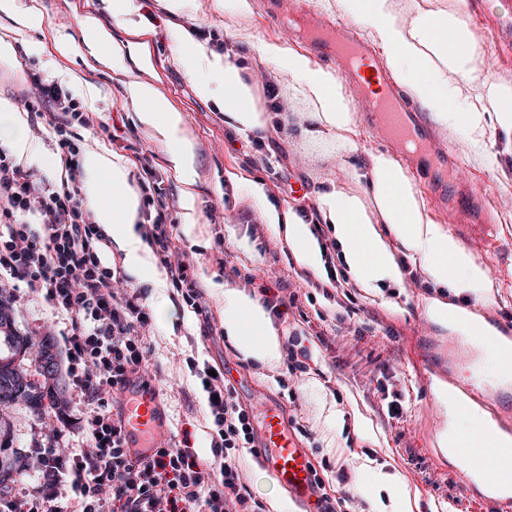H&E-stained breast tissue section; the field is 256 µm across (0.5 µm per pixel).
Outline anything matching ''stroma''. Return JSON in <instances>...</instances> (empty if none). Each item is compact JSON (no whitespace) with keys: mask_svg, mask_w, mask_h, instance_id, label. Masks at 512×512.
<instances>
[{"mask_svg":"<svg viewBox=\"0 0 512 512\" xmlns=\"http://www.w3.org/2000/svg\"><path fill=\"white\" fill-rule=\"evenodd\" d=\"M17 2L37 10L43 30L37 33L20 27L12 15L0 12V36H9L15 48L13 65L0 64V99L21 104L33 73L68 87L77 78L91 83L97 96L85 106L95 112L97 122L94 130L82 131L84 146L108 153L125 165L135 151H152L174 204L173 232L179 235L204 290L205 311L199 314L176 304L171 286L148 290L152 355L145 378L167 411L169 436L176 443H189L198 460L211 458L206 396L196 389L185 360L193 357L213 364L228 360L241 401H250L256 393L272 397L310 433L317 457L328 458L333 467L327 475L331 490L348 497L345 512H374L379 503L385 512H392L388 492L372 489L363 477L365 469L378 465L401 474L417 497L414 512H503V501L490 494L487 483L467 481L461 464L437 451L436 440L446 415L436 401V390L451 378L468 382L473 374L468 365L449 360L448 329L430 320L426 309L433 303L474 308L486 325L512 336V130L486 122L476 148L468 132L448 129L443 133L473 192L496 224L498 247L491 254L486 251V227L472 225L464 230L461 246L465 252L474 259L483 254L488 257L489 269L480 292L459 294L440 284L426 291L406 277L375 290L358 284L353 290L354 312L343 315L337 305L323 299L308 305L306 296L312 285L302 279V268L283 229L269 224L267 212L285 216L302 206L315 208L318 192L329 188L360 196L367 215L378 221L394 261L422 275L427 269L421 259L408 256L388 225L380 223L375 202L365 192L370 156L383 146L363 123H355L354 149L346 154L313 143L305 135L310 104L292 96L288 77L262 51L263 44L270 42L294 45L292 35L277 20L263 13L239 15L225 8L224 0H188L187 9L178 14L158 10L151 0H135L133 27L150 33L155 86L181 113L194 149L195 177L189 188L196 198L198 225L195 237L188 238L182 234L183 191L188 187L170 166L165 147L140 123L129 98L130 84L146 80V73L132 61L121 70L101 65L89 68L80 56L86 39L81 26L84 16L95 17L117 41L129 40L131 27L113 20L108 0ZM466 21L486 56L485 77L512 80V0H470ZM191 24L223 32L226 41L242 47L245 58L277 85L281 113L267 111L260 82L250 83V101L266 115V130L258 138L263 152L286 167L289 190L278 191L271 173L231 152V143L249 139V132L227 122L223 104L198 95L197 82L204 67L176 52L170 38L172 32H186ZM59 33L77 47L72 59L31 51L33 41H49ZM119 113L124 114L125 124L120 130L122 144L116 148L110 136L112 120ZM24 119L33 127L37 141L23 165L56 179L55 136L37 125L33 113H25ZM248 271L255 273L254 282L243 280ZM228 287L257 301L275 298L283 288L297 295L304 316L286 314L271 318L270 323L280 342L299 335L309 354L307 373L289 379L283 387L279 384L285 371L283 359L261 363L240 353L224 329V290ZM12 311L17 331L35 342L45 336L59 337L64 328L43 299L23 289L18 290ZM206 319L213 332L204 338L200 326ZM364 322L371 330L361 336L357 329ZM382 374L406 395L402 418H388L383 409L377 389ZM0 417L9 421L12 446L20 451L46 445L57 425L44 411L21 401L0 408ZM339 469L349 476L346 484L336 481Z\"/></svg>","mask_w":512,"mask_h":512,"instance_id":"stroma-1","label":"stroma"}]
</instances>
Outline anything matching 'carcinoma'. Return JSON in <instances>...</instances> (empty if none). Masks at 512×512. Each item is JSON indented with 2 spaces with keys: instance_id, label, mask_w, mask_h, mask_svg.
<instances>
[{
  "instance_id": "1",
  "label": "carcinoma",
  "mask_w": 512,
  "mask_h": 512,
  "mask_svg": "<svg viewBox=\"0 0 512 512\" xmlns=\"http://www.w3.org/2000/svg\"><path fill=\"white\" fill-rule=\"evenodd\" d=\"M0 336L10 351L7 357L0 356V406L25 401L31 408L39 410L47 397L60 403V379L56 344L52 337L45 336L40 342V357L34 368H28L23 360L30 341L20 335L11 314L5 289H0ZM43 378L37 384L31 374ZM11 432L7 425L0 423V492L12 490L16 475L24 470V455L11 448Z\"/></svg>"
}]
</instances>
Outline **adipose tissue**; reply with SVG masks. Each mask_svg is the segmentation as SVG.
I'll use <instances>...</instances> for the list:
<instances>
[{
	"instance_id": "obj_1",
	"label": "adipose tissue",
	"mask_w": 512,
	"mask_h": 512,
	"mask_svg": "<svg viewBox=\"0 0 512 512\" xmlns=\"http://www.w3.org/2000/svg\"><path fill=\"white\" fill-rule=\"evenodd\" d=\"M327 3L370 31L382 48L388 70L426 111L432 112L437 123L453 130L481 128L484 111L473 103L471 95L481 75V52L465 21L468 0H452L450 6L436 9L422 8L418 0H413L405 11L400 8V0ZM83 26L90 34L87 66L118 67L131 58L139 67L151 68V56L142 45L113 41L110 31L89 16L84 17ZM263 51L287 71L294 95L314 104L310 117L319 126L314 139L335 142L337 151L343 153L351 151L347 133L354 125V115L339 78L312 64L305 55L279 44H264ZM207 67L210 76L198 83L199 94L223 101L225 112L237 128L264 130L266 120L251 106L249 91L237 68L218 60L208 61ZM130 97L138 108L140 122L165 146L170 164L186 185L183 231L194 236L198 222L191 189L194 159L182 117L150 84L133 83ZM35 139L14 105L9 100H0V146L23 157L29 154ZM81 162L95 223L106 225L113 240L123 247L135 278L157 279L137 228L139 201L125 167L93 148L84 152ZM394 186L400 189V198H393L390 189ZM367 191L375 198L384 223L412 255L424 262L432 278L461 291L481 288L482 268L429 219L406 172L390 155H372ZM318 203L325 222L335 230L347 266L364 287L376 288L399 279L400 270L358 196L331 189L319 194ZM369 252L375 256L374 262H366ZM450 253L454 254L455 262L444 265L441 258ZM224 328L245 357L262 362L278 357L279 340L263 307L233 288L224 291Z\"/></svg>"
}]
</instances>
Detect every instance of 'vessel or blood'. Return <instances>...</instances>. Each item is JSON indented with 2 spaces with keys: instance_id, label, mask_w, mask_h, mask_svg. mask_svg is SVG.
Listing matches in <instances>:
<instances>
[{
  "instance_id": "b4317fda",
  "label": "vessel or blood",
  "mask_w": 512,
  "mask_h": 512,
  "mask_svg": "<svg viewBox=\"0 0 512 512\" xmlns=\"http://www.w3.org/2000/svg\"><path fill=\"white\" fill-rule=\"evenodd\" d=\"M274 13L280 23L299 18L294 40L313 57L334 63L348 78L362 104L364 118L375 139L382 142L410 173L460 211L475 214L477 202L457 190L459 166H449L439 176L426 173L427 162L437 159L436 137L409 96L381 67L370 46L348 27L311 13L294 14L288 0H276ZM131 437L137 453H149L158 444L166 415L154 389L130 380L123 391ZM262 415L255 436L252 458L272 477L303 512H315L317 490L312 459L295 437L288 415L272 400L261 397L254 405ZM464 470H479L491 481L512 480V447L497 444L484 428L464 431L457 447Z\"/></svg>"
}]
</instances>
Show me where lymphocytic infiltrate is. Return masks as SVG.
<instances>
[{
	"mask_svg": "<svg viewBox=\"0 0 512 512\" xmlns=\"http://www.w3.org/2000/svg\"><path fill=\"white\" fill-rule=\"evenodd\" d=\"M24 106L57 139L60 184L52 186L0 146V269L65 319L67 375L86 446L36 449L23 491L0 495V512H265L242 481L240 453L252 445L255 416L223 367L186 361L207 398L210 461L169 442L152 454L132 455L117 398L130 376L144 372L151 316L145 289L120 288L121 266L104 263L109 240L80 198V132L93 128V114L64 85L38 76ZM153 159L141 151L133 160L144 204L154 214L145 237L174 300L197 310L203 291L175 242Z\"/></svg>",
	"mask_w": 512,
	"mask_h": 512,
	"instance_id": "lymphocytic-infiltrate-1",
	"label": "lymphocytic infiltrate"
}]
</instances>
